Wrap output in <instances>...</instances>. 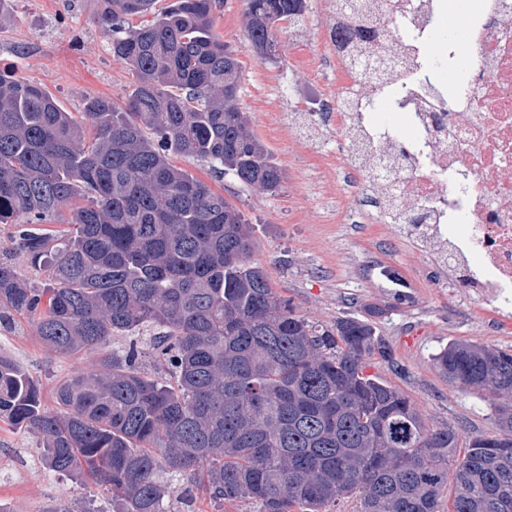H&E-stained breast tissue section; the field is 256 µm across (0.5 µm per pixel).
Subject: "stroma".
<instances>
[{
  "label": "stroma",
  "mask_w": 512,
  "mask_h": 512,
  "mask_svg": "<svg viewBox=\"0 0 512 512\" xmlns=\"http://www.w3.org/2000/svg\"><path fill=\"white\" fill-rule=\"evenodd\" d=\"M105 8L104 0H10L12 20L0 30V71L42 85L69 112L82 111L91 95L122 102L136 76L112 55L101 24ZM245 10L246 0H219L214 32L241 64L237 105L280 166L282 187L271 194L184 157L175 158V165L223 193L244 214L254 242L252 262L267 271L273 288L292 300L298 314L330 324L362 314L365 304L380 306L384 313L375 320L376 333L393 347L406 373L396 375L375 358L372 372L405 392L425 419L494 434L489 403L444 379L434 356L454 340L512 349V321L454 288L412 239L383 223L376 210L361 207V183L337 144L336 116L318 113L327 130L323 136L312 126L286 121L289 113H316L317 101L342 91L345 77L339 70L307 66L309 58L325 54L323 0H308L301 28L281 23L277 55L269 62L255 55L246 37ZM0 353L33 378L49 408L60 380L94 369L98 359L94 352L51 355L28 316L0 332ZM162 478L171 488L166 512H255L248 500L217 507L203 494L187 497L182 477L166 471ZM0 504L8 512L116 508L100 485L48 470L38 438L3 421Z\"/></svg>",
  "instance_id": "stroma-1"
}]
</instances>
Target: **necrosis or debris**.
Here are the masks:
<instances>
[{
  "instance_id": "obj_1",
  "label": "necrosis or debris",
  "mask_w": 512,
  "mask_h": 512,
  "mask_svg": "<svg viewBox=\"0 0 512 512\" xmlns=\"http://www.w3.org/2000/svg\"><path fill=\"white\" fill-rule=\"evenodd\" d=\"M448 0H385L377 46L349 45L346 9L327 4L326 60L375 83L346 81L339 145L375 186L385 219L421 206L407 233L456 287L512 309V0H465L463 31L442 37ZM448 62L444 83L437 60ZM389 96L401 125L376 109Z\"/></svg>"
}]
</instances>
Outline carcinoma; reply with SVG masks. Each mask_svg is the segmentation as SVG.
Segmentation results:
<instances>
[{
  "label": "carcinoma",
  "mask_w": 512,
  "mask_h": 512,
  "mask_svg": "<svg viewBox=\"0 0 512 512\" xmlns=\"http://www.w3.org/2000/svg\"><path fill=\"white\" fill-rule=\"evenodd\" d=\"M155 4L112 0L102 14L137 78L121 104L89 96L76 118L0 71V224L14 225L16 256L0 261V331L29 315L54 354H99V369L56 386L54 411L0 354V418L37 436L51 471L107 486L120 512H165V467L187 493L258 512H326L348 495L361 512H438L451 469L448 512H512V351L456 340L435 355L492 402L495 433L464 436L365 372L375 356L405 373L373 326L382 308L320 325L277 296L240 211L172 161L282 186L236 105L241 66L214 33L216 0ZM306 10L247 0L257 57L273 60L278 22ZM65 207L68 228H48ZM139 330L173 381L141 369L136 343L112 349Z\"/></svg>",
  "instance_id": "1"
}]
</instances>
